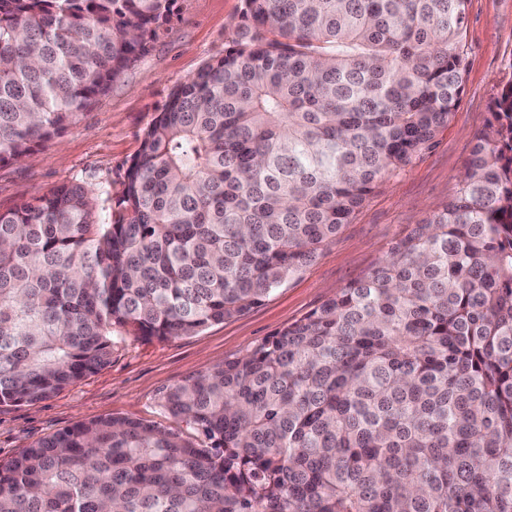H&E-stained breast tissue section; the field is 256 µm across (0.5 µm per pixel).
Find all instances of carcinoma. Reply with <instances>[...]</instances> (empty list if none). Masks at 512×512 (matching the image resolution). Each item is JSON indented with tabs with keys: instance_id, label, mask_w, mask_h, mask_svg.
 <instances>
[{
	"instance_id": "obj_1",
	"label": "carcinoma",
	"mask_w": 512,
	"mask_h": 512,
	"mask_svg": "<svg viewBox=\"0 0 512 512\" xmlns=\"http://www.w3.org/2000/svg\"><path fill=\"white\" fill-rule=\"evenodd\" d=\"M224 57L144 132L117 209L80 183L0 213V405L125 336L262 304L431 149L468 0H244ZM177 0H0V164L73 125ZM454 197L361 280L165 389L0 460V512H512V83Z\"/></svg>"
}]
</instances>
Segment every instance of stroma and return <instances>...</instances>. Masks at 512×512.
<instances>
[{
	"label": "stroma",
	"mask_w": 512,
	"mask_h": 512,
	"mask_svg": "<svg viewBox=\"0 0 512 512\" xmlns=\"http://www.w3.org/2000/svg\"><path fill=\"white\" fill-rule=\"evenodd\" d=\"M243 0H178L170 21L143 56L75 125L26 161L0 164V212L79 182L121 195V182L144 131L172 91L235 38ZM465 87L447 127L396 178L380 185L336 240L261 305L168 340L127 337L109 364L51 398L0 405V460L20 454L77 422L119 416L185 431L158 399L167 387L242 357L276 330L302 319L340 288L364 277L391 244L454 195L476 132L493 120L492 105L512 82V0H468L463 39Z\"/></svg>",
	"instance_id": "stroma-1"
}]
</instances>
